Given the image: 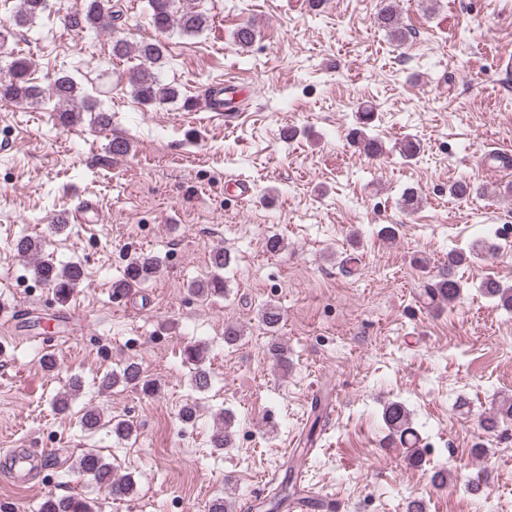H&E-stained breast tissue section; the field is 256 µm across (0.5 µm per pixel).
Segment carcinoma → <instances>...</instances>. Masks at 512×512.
I'll use <instances>...</instances> for the list:
<instances>
[{
    "instance_id": "carcinoma-1",
    "label": "carcinoma",
    "mask_w": 512,
    "mask_h": 512,
    "mask_svg": "<svg viewBox=\"0 0 512 512\" xmlns=\"http://www.w3.org/2000/svg\"><path fill=\"white\" fill-rule=\"evenodd\" d=\"M150 21L155 29L167 32L174 28L183 35L192 36L202 32L209 23L203 11L189 8L179 9L178 0H147ZM48 0H16L12 15V25L23 28L33 22L47 10ZM121 11L112 0H85L82 9L68 15V25L77 30L111 28L116 29L112 22L121 19ZM375 20L384 29L390 39L398 46L407 41L408 32L403 26L396 0H380V7ZM257 38V31L250 23L241 25L234 33L235 43L242 47L251 46ZM135 56L140 63L130 72L129 84L134 99L144 106H155L174 101L180 97V90L162 82L154 72V66L161 65L165 59L164 46L154 42L141 41L133 44L124 37L112 39V56L122 59ZM31 62L24 57H15L7 67V74L0 77V99L19 105L43 102L53 103V111L58 113L60 124L64 127L81 121L82 113H89L92 126L105 131L112 125V115L97 107L96 100L69 75H62L54 80L48 92L36 89L29 77ZM374 121L373 109L360 107L356 112V127L350 132L364 154L377 158L384 154L382 142L370 134L371 123ZM489 192L484 183L460 180L448 185V194L458 200H466L473 196H483ZM17 253L33 259L32 270L35 278L51 288L57 299L65 302L74 288L80 283L83 271L76 264L59 266L51 259L39 258L43 251V242L37 238L23 236L15 241ZM499 249V244L488 236L481 241L480 249L469 253H454L448 256V264L444 265L436 275L424 285V292L431 299H437L450 305L460 295V284L456 279L457 267L467 261L468 256L479 254L492 255ZM232 264L230 253L217 250L211 257L212 271L204 280L197 283V291L210 295L222 296L226 290L223 271ZM159 272L158 260L150 255L138 254L130 259L123 276L112 283V295L118 297L128 294ZM481 292L507 312L512 311V286H505L496 279L488 278L480 284ZM261 321L266 329L274 333L278 329L282 315L280 310L268 304L262 308ZM187 363L194 366L190 382L194 390L205 391L211 384L210 374L202 365V350L198 345H190L185 349ZM117 385L131 386L148 392L152 383L148 380L136 363L127 364L121 371L105 375L99 383L104 390ZM231 416L224 417V425L216 428L210 437L214 448H228L232 445V435L227 423ZM383 421L389 430L392 440L408 449L407 457L413 465L422 461V449L419 448V435L414 428L409 412L400 402L389 403L383 411ZM507 422H512V397L502 399L497 407L484 415L480 420L482 430L492 435L499 431ZM76 469L93 478L96 484L105 488L110 495L126 497L131 494L133 484L115 476L112 465L94 451H88L78 457ZM39 512H94L92 506L84 499L75 496L56 497L49 495L38 506Z\"/></svg>"
}]
</instances>
